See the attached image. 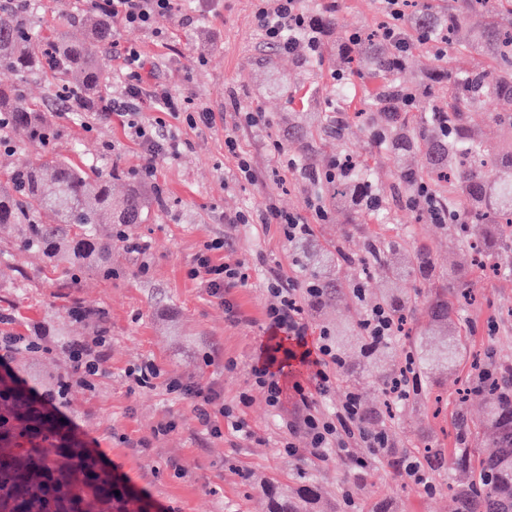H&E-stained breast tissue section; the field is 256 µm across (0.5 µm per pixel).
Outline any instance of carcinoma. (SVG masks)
Segmentation results:
<instances>
[{"label":"carcinoma","mask_w":512,"mask_h":512,"mask_svg":"<svg viewBox=\"0 0 512 512\" xmlns=\"http://www.w3.org/2000/svg\"><path fill=\"white\" fill-rule=\"evenodd\" d=\"M91 41L55 35L44 48L33 41L31 15L10 7L0 9V68L11 71L17 82L0 87V132L19 135L48 146L59 136L54 124L26 101L23 84L32 76L53 70L63 76L62 92L71 110L95 103L102 67L95 47L112 42V18L92 14L84 18ZM348 42L346 77L332 86L336 109L347 106L357 94L351 78L367 90L364 125L382 151L403 156L424 151L416 168L397 169L393 188L413 210L429 209L426 193L435 196L456 228L455 246L469 250L494 247L496 230L512 225V0H419L408 27L409 50L429 48L433 62L444 63L441 76L431 83H406L399 78L403 62L391 44L376 45L363 31ZM488 110L489 120L501 137L485 139L474 122L478 110ZM417 113V120L401 118ZM333 175L302 162L301 173L312 182L322 203L350 199L357 215L371 213L373 200L383 193L368 165L346 158L334 161ZM126 179L112 169L94 176L82 165L52 154L38 165L13 170L0 183V224L15 230L18 248L40 255L55 266L91 267L106 278L112 268L104 263L112 239L99 233L101 224H141L151 202L145 189L127 185L112 197V182ZM341 251L322 254L302 251L298 265L322 289L321 301L337 300L346 285L331 275ZM395 260L392 276L411 286L434 273L430 252L398 240H371L365 263L383 269ZM470 282L461 272L448 273L424 302L434 321L451 324L455 302L468 298ZM462 332L448 330L434 352L415 349L405 354L413 370L460 364L465 354ZM477 390L487 397L480 426L491 432L487 449L465 447L467 434L459 435L448 463L470 471L469 480L454 489L457 512H512V365H495L483 371ZM318 487L305 484L292 493L270 500L269 512H312ZM141 512L138 502L114 498L112 474L98 466L97 458L66 432L50 407L37 401L11 371H0V512Z\"/></svg>","instance_id":"obj_1"}]
</instances>
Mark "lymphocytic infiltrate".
Masks as SVG:
<instances>
[{
  "label": "lymphocytic infiltrate",
  "instance_id": "lymphocytic-infiltrate-1",
  "mask_svg": "<svg viewBox=\"0 0 512 512\" xmlns=\"http://www.w3.org/2000/svg\"><path fill=\"white\" fill-rule=\"evenodd\" d=\"M90 6L120 23L128 29H148L161 17L168 16L174 9L175 0H88ZM299 0H261L255 13V23L266 44L281 52L297 53L299 49L317 50L321 30L314 19L303 14L298 8ZM121 61L124 77V91L121 99L109 101L106 111L124 117L131 138L144 148L145 177H154L159 161L179 157L183 142L175 131L160 130L157 125L140 121L143 101H151L156 109L171 117H185L190 125L210 127L216 123L212 112L183 113L176 97L157 83L145 82L143 78L146 60L140 46L133 42H113ZM217 243L205 245L192 271L215 299H223L227 290L245 285L247 276L242 263H213L210 254L217 250ZM268 292L272 298L266 309V321L272 340L286 337L295 340L296 346L284 349L285 359H298L306 366L309 380L316 391L327 393L333 386L335 375L342 366L336 353V345L329 334H322L315 347H307L304 319L306 307L316 305L318 288L295 276L271 272L268 278ZM109 344L106 337L93 335L73 344L69 348L72 379L86 387H93L100 375V364L107 356ZM167 390L180 393L190 399L197 413V419L207 434L213 437L224 433V409L222 394L215 384L186 383L170 380ZM291 429L303 430L309 442V451L319 458H327L330 451L345 450L355 444L369 448L372 455H379L381 449L390 447L388 434L373 431L361 423L358 396L347 393L336 413L327 415L311 406H304L300 415L290 424Z\"/></svg>",
  "mask_w": 512,
  "mask_h": 512
}]
</instances>
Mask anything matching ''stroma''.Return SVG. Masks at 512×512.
Masks as SVG:
<instances>
[{"instance_id":"1","label":"stroma","mask_w":512,"mask_h":512,"mask_svg":"<svg viewBox=\"0 0 512 512\" xmlns=\"http://www.w3.org/2000/svg\"><path fill=\"white\" fill-rule=\"evenodd\" d=\"M177 2L178 11L160 18L155 31L118 25L114 37L140 45L148 70L175 96L190 97L194 110L205 108L221 119L210 129L171 120L188 147L179 158L160 161L153 179L142 180L143 149L126 136L121 117L98 109L67 111L56 72L28 81L29 103L59 131L54 153L67 156L80 146L82 159L101 172L118 168L142 181L152 206L144 223L126 227L127 237L147 241L146 255L132 253L127 237L113 236L108 280L91 269L76 274L53 268L17 250L10 232L0 231V252L7 256L0 267L6 282L0 288V313L11 317L13 332L40 342L37 350L20 351L10 367L38 389L69 373L66 348L89 336L90 324L71 317L64 293L88 311L105 312L110 350L103 373L94 388L71 386L63 416L84 440L96 442L104 462L116 468L145 512H266L270 494L308 482L320 491L315 512H454L453 488L462 470L425 463L429 483L424 486L403 477L392 458L370 461L366 449L356 448L351 455L320 460L309 452L303 434L289 435L284 422L301 405L292 386L305 380L304 367L295 361L284 367L290 390L277 410L256 387L252 367L267 342V273L277 268L291 274L296 245L276 225L226 221L269 203L300 215L313 226L310 246L342 247L349 258L343 270L352 275L375 234L403 233L427 247L438 277L470 269L472 253L449 244L453 226L435 223L427 213L416 215L388 195L368 217H355L347 199L327 205L326 217H318L316 191L284 165L285 157L307 155L324 167L342 153L369 162L384 189L391 186L395 168L405 165V158L379 151L350 113L342 115L347 131L341 140L312 125L313 113L327 111L333 73L344 66L343 35L381 19L378 0H335V24L325 32L322 55L314 57L265 44L254 20L258 0ZM83 7L82 0H30L37 40L68 31ZM229 135L237 142L233 154L224 146ZM242 157L250 160L253 177L240 173ZM216 238L224 247L214 251L215 262L241 261L248 275L246 286L231 289L223 304L189 276L197 254ZM387 286L376 272L366 280L362 299L348 296L307 310L308 344L324 330L343 338L344 365L335 388L315 396L318 409L336 408L350 391L358 395L363 414L382 405V377L394 367L393 351L365 355L347 332L365 308L380 303ZM474 291L476 304L455 317L470 328L467 359L456 371L431 370L423 391L401 403L399 420L388 430L393 447L454 448L453 392L473 375L470 355L486 352L495 362L512 363V321L496 320L498 313L512 310V264L496 276L475 279ZM149 359L159 366L162 383L130 390L127 371ZM171 378L216 383L247 433L228 429L220 439L205 435L191 402L167 391ZM169 420L176 429L155 436L156 427ZM289 441L298 447L297 455L283 453Z\"/></svg>"}]
</instances>
